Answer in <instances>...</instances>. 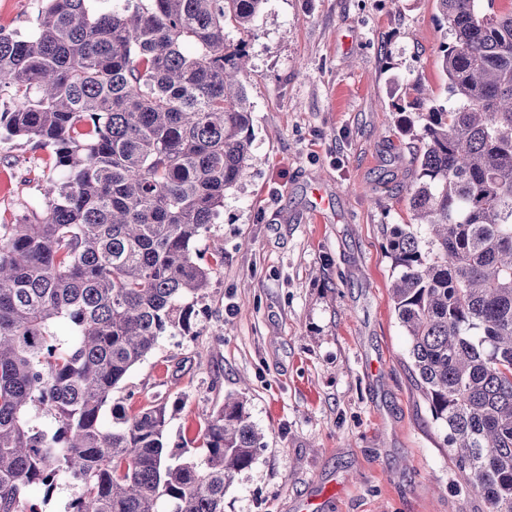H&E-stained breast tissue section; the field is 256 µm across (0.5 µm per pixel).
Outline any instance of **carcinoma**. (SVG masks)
Returning a JSON list of instances; mask_svg holds the SVG:
<instances>
[{"label": "carcinoma", "instance_id": "obj_1", "mask_svg": "<svg viewBox=\"0 0 512 512\" xmlns=\"http://www.w3.org/2000/svg\"><path fill=\"white\" fill-rule=\"evenodd\" d=\"M105 3L46 0L29 38L0 26V141L33 143L54 171L40 210L0 224V512H37L26 495L63 476L68 512H224L260 447L244 402L204 420L203 463L175 464L164 407L112 393L190 325L185 300L218 265L194 243L248 175L264 0ZM437 4L449 97L416 86L401 112L414 223L387 234L391 299L457 479L512 512V7Z\"/></svg>", "mask_w": 512, "mask_h": 512}]
</instances>
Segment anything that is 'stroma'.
I'll list each match as a JSON object with an SVG mask.
<instances>
[{"mask_svg": "<svg viewBox=\"0 0 512 512\" xmlns=\"http://www.w3.org/2000/svg\"><path fill=\"white\" fill-rule=\"evenodd\" d=\"M45 0H0L30 35ZM435 0H266L245 81L249 174L194 244L223 251L189 331L162 336L114 390L166 408L176 460H201L200 426L238 395L262 435L224 512H486L458 485L408 372L386 229L411 221L414 176L397 105L414 84L448 97ZM47 154L0 142V218L32 211Z\"/></svg>", "mask_w": 512, "mask_h": 512, "instance_id": "obj_1", "label": "stroma"}]
</instances>
